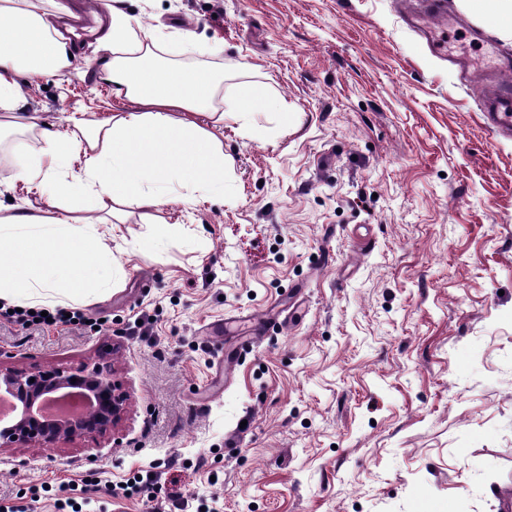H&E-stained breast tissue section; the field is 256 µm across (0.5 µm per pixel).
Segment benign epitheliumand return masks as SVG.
I'll return each mask as SVG.
<instances>
[{"mask_svg": "<svg viewBox=\"0 0 512 512\" xmlns=\"http://www.w3.org/2000/svg\"><path fill=\"white\" fill-rule=\"evenodd\" d=\"M66 388L86 391L92 412L75 420H48L36 408L52 394ZM13 403L15 413L0 420V450L38 446L57 448L76 438L104 435L114 429L125 413L126 398L112 374L96 365L76 369L53 368L23 371L0 365V397Z\"/></svg>", "mask_w": 512, "mask_h": 512, "instance_id": "benign-epithelium-1", "label": "benign epithelium"}]
</instances>
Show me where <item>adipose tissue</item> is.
I'll return each mask as SVG.
<instances>
[{"mask_svg": "<svg viewBox=\"0 0 512 512\" xmlns=\"http://www.w3.org/2000/svg\"><path fill=\"white\" fill-rule=\"evenodd\" d=\"M42 0H0V135L23 133L39 142L16 155L11 177L37 184L48 195L35 213L0 207V300L19 293L43 301L57 289L79 295L110 288L117 259L98 228L126 221L136 204L144 224L174 199L224 191L225 118L242 119L235 102L213 108L218 82L186 68L159 71L146 66L161 38H147L120 12L100 32L99 45L112 57L102 68L115 96L138 104L102 120L73 113L66 128L42 122L27 111L19 72L41 76L74 64L66 20L72 10ZM94 202V211L76 198Z\"/></svg>", "mask_w": 512, "mask_h": 512, "instance_id": "ef3b65f1", "label": "adipose tissue"}]
</instances>
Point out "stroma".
Masks as SVG:
<instances>
[{
	"mask_svg": "<svg viewBox=\"0 0 512 512\" xmlns=\"http://www.w3.org/2000/svg\"><path fill=\"white\" fill-rule=\"evenodd\" d=\"M188 32L162 67L287 115L224 121L223 194L130 216L110 293L80 325L0 315V365L97 364L128 396L113 432L0 451V494L59 512H505L512 490V133L407 24L399 0H97ZM512 58V39L460 11ZM77 68L23 80L50 123L135 110L86 37ZM155 472L152 499L108 483Z\"/></svg>",
	"mask_w": 512,
	"mask_h": 512,
	"instance_id": "1",
	"label": "stroma"
}]
</instances>
